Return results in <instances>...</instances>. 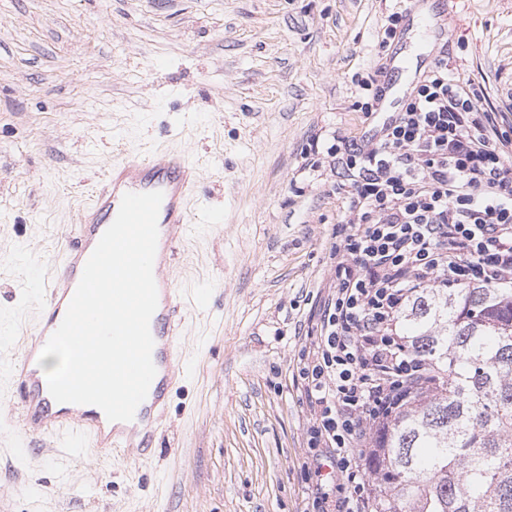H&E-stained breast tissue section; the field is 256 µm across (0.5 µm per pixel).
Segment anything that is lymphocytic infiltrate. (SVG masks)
<instances>
[{"label":"lymphocytic infiltrate","mask_w":512,"mask_h":512,"mask_svg":"<svg viewBox=\"0 0 512 512\" xmlns=\"http://www.w3.org/2000/svg\"><path fill=\"white\" fill-rule=\"evenodd\" d=\"M511 121L486 80L461 79L440 57L378 141L336 142L315 161L346 180L336 187L335 281L298 377L308 446L350 489L323 494L318 512H373L367 450L429 376L397 332L405 304L428 288L512 289Z\"/></svg>","instance_id":"f902f5d3"}]
</instances>
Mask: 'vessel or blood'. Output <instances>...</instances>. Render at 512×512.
<instances>
[{"instance_id": "b4317fda", "label": "vessel or blood", "mask_w": 512, "mask_h": 512, "mask_svg": "<svg viewBox=\"0 0 512 512\" xmlns=\"http://www.w3.org/2000/svg\"><path fill=\"white\" fill-rule=\"evenodd\" d=\"M411 13L426 43L437 44L447 39L448 32L439 25L431 0H416ZM417 71L414 59L400 60L397 72L404 75L405 80L391 85L389 96L380 103V114L397 111L403 97L414 86ZM196 182L195 167L180 154L154 157L123 154L113 158L74 235L58 253L57 275L45 289L33 338L25 345L20 362L11 370L23 435L31 438L49 436L50 448H64L66 456L73 461L82 460L90 451L107 458L132 449L141 455L151 450L165 417L168 392L177 379V366L181 361L180 299L168 269L177 236L189 235L195 228L188 198ZM153 191L163 194L153 267L158 305L150 320L156 375L145 400L135 412L137 425L127 427L121 422L109 421L97 406L56 402L36 368L35 349L46 343L61 324L84 266L105 230L115 220L123 195Z\"/></svg>"}]
</instances>
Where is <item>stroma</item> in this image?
<instances>
[{
    "label": "stroma",
    "mask_w": 512,
    "mask_h": 512,
    "mask_svg": "<svg viewBox=\"0 0 512 512\" xmlns=\"http://www.w3.org/2000/svg\"><path fill=\"white\" fill-rule=\"evenodd\" d=\"M409 0H0V512H313L349 491L309 457L299 356L333 276L342 170L314 137L358 140L355 75L415 55L380 47ZM448 66L512 91V0H436ZM186 155L178 240L183 368L154 454L50 456L14 426L9 369L43 279L113 157Z\"/></svg>",
    "instance_id": "stroma-1"
}]
</instances>
